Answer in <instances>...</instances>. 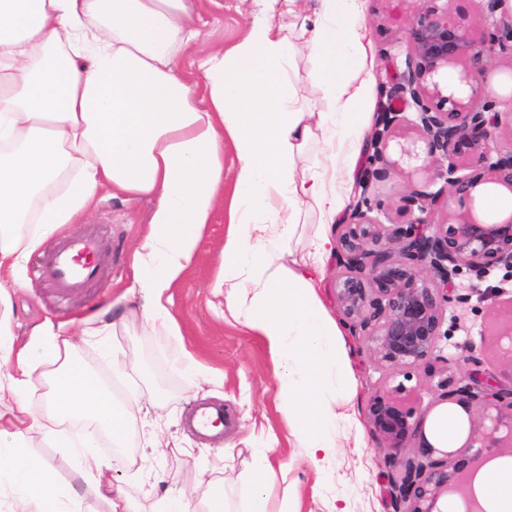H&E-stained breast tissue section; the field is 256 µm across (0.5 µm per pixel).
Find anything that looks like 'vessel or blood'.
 <instances>
[{
    "instance_id": "vessel-or-blood-1",
    "label": "vessel or blood",
    "mask_w": 512,
    "mask_h": 512,
    "mask_svg": "<svg viewBox=\"0 0 512 512\" xmlns=\"http://www.w3.org/2000/svg\"><path fill=\"white\" fill-rule=\"evenodd\" d=\"M101 249L100 241L92 235L67 239L48 254L43 272L55 282L61 293L82 291L101 278ZM190 416L203 435L210 427L224 423V411L220 408L197 406Z\"/></svg>"
}]
</instances>
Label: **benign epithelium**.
Returning a JSON list of instances; mask_svg holds the SVG:
<instances>
[{
	"label": "benign epithelium",
	"instance_id": "1",
	"mask_svg": "<svg viewBox=\"0 0 512 512\" xmlns=\"http://www.w3.org/2000/svg\"><path fill=\"white\" fill-rule=\"evenodd\" d=\"M455 0H423L409 32L411 53L401 93L416 109L419 140L448 196L415 189L411 202L421 216L408 224H377L362 197L349 224L338 225L336 298L342 319L358 334L377 365L391 373L425 363L439 348L448 309L469 301L456 279L483 280L500 270L512 276V205L489 217L474 207L475 192L498 190L512 197V147L498 145V132L512 126V111H496L485 95L486 60L512 44V0H486L479 20L468 23ZM454 69L462 86L445 84L440 72ZM401 118L383 112L372 161L378 171L398 169L387 158ZM467 370H462V365ZM464 356L442 370L441 397L467 415L468 435L455 450H443L425 435L416 408L389 393L374 395L366 419L378 447L389 451L388 496L395 512H439L437 502L472 472L480 451L507 448L512 456V384ZM507 428L485 431L482 420Z\"/></svg>",
	"mask_w": 512,
	"mask_h": 512
}]
</instances>
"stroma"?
I'll list each match as a JSON object with an SVG mask.
<instances>
[{
	"label": "stroma",
	"instance_id": "35a3bbf8",
	"mask_svg": "<svg viewBox=\"0 0 512 512\" xmlns=\"http://www.w3.org/2000/svg\"><path fill=\"white\" fill-rule=\"evenodd\" d=\"M422 0H363L365 42L374 56L375 112L395 110L405 116L399 139L390 140L387 154L400 160L402 169L370 179L369 154H362L349 194L357 203L362 193L377 201L371 218L380 224H407L419 217L417 206L408 204L413 188L429 192L443 189L444 180L427 168L425 158L404 160L400 148L417 140L413 125L415 107L410 98H395L394 89L406 71L410 54L408 33ZM248 7L242 0H204L203 39L213 45L238 42L245 30ZM153 207L150 199L112 197L101 191L92 210L75 223L56 231L40 252L25 259L20 284H7L16 346L28 344L45 319L63 324L77 343L78 357L100 375L117 400L136 396L138 408L127 417L129 440L125 451L97 447V454L112 468L122 490L135 499L141 512H159V500L168 494H185L201 500L209 484L224 486L229 512H243L249 495L248 474L253 451L269 447L273 464L288 466V478L276 482L274 497L292 496L298 512H393L386 497L382 474L384 449L378 448L365 423V407L378 392L402 388L403 395L425 416V430H432L446 411L436 387L440 358L412 370L389 373L381 369L363 344L344 333L351 362L350 382L355 396L350 419L336 431L337 450L323 473H316L306 452L286 432L280 411L278 373L260 336L224 315V298L212 284L222 272V250L228 224L226 210H216L205 225L192 261L168 296L185 350L197 361L200 375L216 378L213 400L224 407L222 443L211 445L191 433L187 413L196 404L198 377L179 371L164 340L141 322L116 324L106 342L93 331L98 313L122 295L133 282L132 253L148 230ZM93 234L108 247L101 281L82 293L64 297L39 274L43 256L70 237ZM458 285L470 302L451 308L454 327L443 337L442 356L471 346L486 371L502 380L512 379V366L501 356L511 345L500 332L512 320V278L495 272L477 282L461 277ZM203 473L199 484L188 477Z\"/></svg>",
	"mask_w": 512,
	"mask_h": 512
}]
</instances>
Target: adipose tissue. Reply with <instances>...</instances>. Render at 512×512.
I'll use <instances>...</instances> for the list:
<instances>
[{"mask_svg":"<svg viewBox=\"0 0 512 512\" xmlns=\"http://www.w3.org/2000/svg\"><path fill=\"white\" fill-rule=\"evenodd\" d=\"M245 36L235 44L196 43L200 0H0V278L18 280L21 264L60 226L88 211L101 190L113 197L151 196L148 234L133 254L132 291L139 313L175 349L185 370L195 360L180 347L179 328L163 305L184 275L216 209L228 210L224 272L213 284L229 315L261 336L279 363L280 411L309 463L324 470L336 452V425L354 392L341 331L318 295L332 252L331 226L345 198L372 120L373 64L364 43L361 0H255ZM304 46L324 112L306 111L290 75ZM192 51L190 69L179 66ZM323 158L301 166L310 142ZM237 167L224 190V147ZM319 226L300 264H285L305 208ZM48 377V414L92 426V439L71 449L107 512H136L113 491L94 439L127 443L129 406L114 400L76 356L71 337L45 322L16 348L0 315V489L18 512H74L78 489L62 490L56 472L27 455L21 441L41 432L43 417L24 406ZM277 473L258 449L248 512H295L273 503ZM489 512H512V457L491 460L475 481Z\"/></svg>","mask_w":512,"mask_h":512,"instance_id":"obj_1","label":"adipose tissue"}]
</instances>
